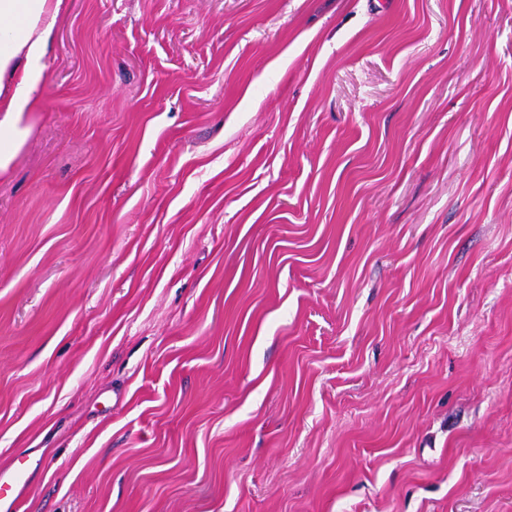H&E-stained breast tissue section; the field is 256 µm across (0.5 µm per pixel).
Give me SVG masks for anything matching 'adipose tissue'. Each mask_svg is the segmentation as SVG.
Masks as SVG:
<instances>
[{
	"label": "adipose tissue",
	"instance_id": "1",
	"mask_svg": "<svg viewBox=\"0 0 512 512\" xmlns=\"http://www.w3.org/2000/svg\"><path fill=\"white\" fill-rule=\"evenodd\" d=\"M64 0H0V172L30 134L42 105L44 63Z\"/></svg>",
	"mask_w": 512,
	"mask_h": 512
}]
</instances>
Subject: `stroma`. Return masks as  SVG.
I'll return each mask as SVG.
<instances>
[{
  "mask_svg": "<svg viewBox=\"0 0 512 512\" xmlns=\"http://www.w3.org/2000/svg\"><path fill=\"white\" fill-rule=\"evenodd\" d=\"M44 66L19 512H512V0H66Z\"/></svg>",
  "mask_w": 512,
  "mask_h": 512,
  "instance_id": "1",
  "label": "stroma"
}]
</instances>
